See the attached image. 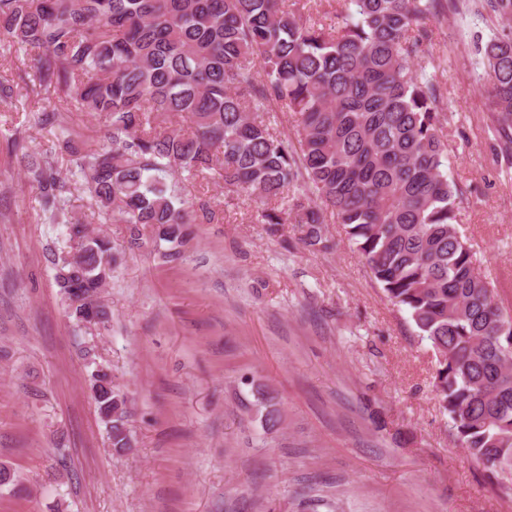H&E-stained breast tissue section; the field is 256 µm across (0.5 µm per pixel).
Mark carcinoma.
<instances>
[{
    "instance_id": "obj_1",
    "label": "carcinoma",
    "mask_w": 512,
    "mask_h": 512,
    "mask_svg": "<svg viewBox=\"0 0 512 512\" xmlns=\"http://www.w3.org/2000/svg\"><path fill=\"white\" fill-rule=\"evenodd\" d=\"M440 0H348L326 29L278 0H0V44L30 55L25 90H52L34 111L98 218L127 225V247L169 243L182 260L187 225L210 224L208 199L186 198L173 175L217 174L254 197L276 234L293 220L302 243L332 248V218L390 301L435 353L433 387L460 447L496 477L512 476V313L495 300L462 236V190L448 179L437 76L414 64ZM509 33L478 48L495 139L512 143V0H481ZM295 114V139L270 113ZM107 118L90 148L55 113ZM187 119L188 128L173 126ZM10 151L51 223L70 185L54 162L14 138ZM51 259L66 303L100 298L119 253L104 235L66 228ZM106 327L101 306L92 323ZM94 401L112 448L129 447L126 396L90 359ZM276 427L273 398L257 397Z\"/></svg>"
}]
</instances>
